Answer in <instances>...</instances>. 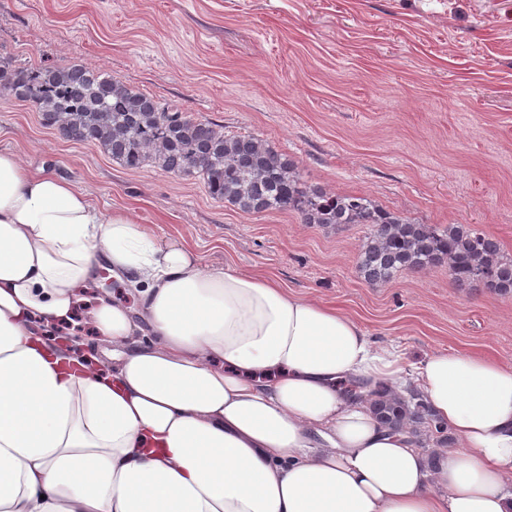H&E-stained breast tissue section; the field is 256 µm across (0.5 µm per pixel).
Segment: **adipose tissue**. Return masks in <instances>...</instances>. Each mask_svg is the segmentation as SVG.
Masks as SVG:
<instances>
[{"label": "adipose tissue", "mask_w": 512, "mask_h": 512, "mask_svg": "<svg viewBox=\"0 0 512 512\" xmlns=\"http://www.w3.org/2000/svg\"><path fill=\"white\" fill-rule=\"evenodd\" d=\"M81 308L98 352L40 329ZM409 381L455 450L374 418L369 390ZM0 512H512V367H405L348 313L0 151Z\"/></svg>", "instance_id": "adipose-tissue-1"}]
</instances>
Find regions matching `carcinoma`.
Segmentation results:
<instances>
[{
    "label": "carcinoma",
    "instance_id": "1",
    "mask_svg": "<svg viewBox=\"0 0 512 512\" xmlns=\"http://www.w3.org/2000/svg\"><path fill=\"white\" fill-rule=\"evenodd\" d=\"M0 92L31 105L42 123L75 143L93 144L129 170L151 164L200 177L209 194L245 214L295 212L305 224H363L357 267L371 286L404 271L448 269L463 285L479 283L512 298V257L463 224L415 223L366 196L303 182L298 166L253 134L226 135L213 123L163 108L100 69L82 64L13 67L0 59ZM370 394L373 415L400 429L421 427L439 448L454 445L420 394Z\"/></svg>",
    "mask_w": 512,
    "mask_h": 512
}]
</instances>
